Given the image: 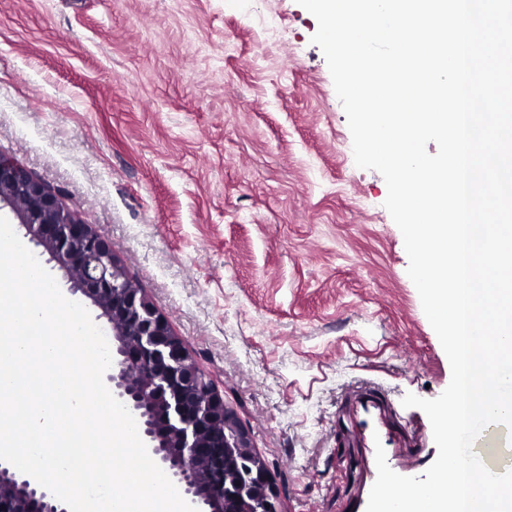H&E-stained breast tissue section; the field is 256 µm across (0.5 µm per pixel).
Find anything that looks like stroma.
<instances>
[{
	"label": "stroma",
	"mask_w": 512,
	"mask_h": 512,
	"mask_svg": "<svg viewBox=\"0 0 512 512\" xmlns=\"http://www.w3.org/2000/svg\"><path fill=\"white\" fill-rule=\"evenodd\" d=\"M296 0H0V153L103 237L248 432L279 512L437 457L451 368ZM14 231L71 293L10 206Z\"/></svg>",
	"instance_id": "1"
}]
</instances>
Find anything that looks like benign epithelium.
<instances>
[{"instance_id": "7a95c632", "label": "benign epithelium", "mask_w": 512, "mask_h": 512, "mask_svg": "<svg viewBox=\"0 0 512 512\" xmlns=\"http://www.w3.org/2000/svg\"><path fill=\"white\" fill-rule=\"evenodd\" d=\"M19 210L36 243L101 310L115 349L104 379L136 420L148 451L197 512H279L263 461L225 479V462L250 440L224 399L151 302L124 275L106 241L64 209L18 161L0 154V203ZM0 512H68L34 478L0 461Z\"/></svg>"}]
</instances>
